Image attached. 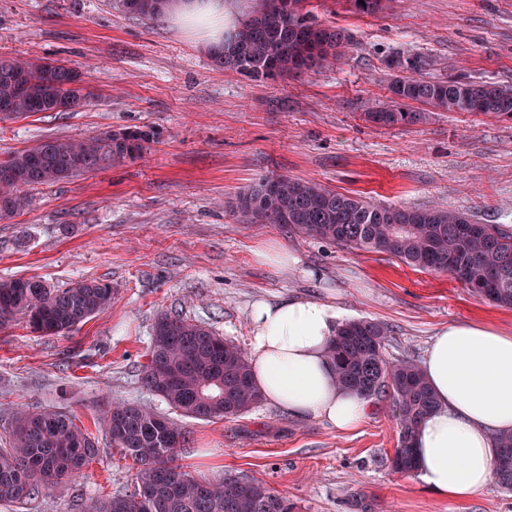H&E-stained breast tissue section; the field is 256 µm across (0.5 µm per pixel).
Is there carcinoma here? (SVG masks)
Segmentation results:
<instances>
[{
  "label": "carcinoma",
  "instance_id": "1",
  "mask_svg": "<svg viewBox=\"0 0 512 512\" xmlns=\"http://www.w3.org/2000/svg\"><path fill=\"white\" fill-rule=\"evenodd\" d=\"M305 0H262L237 29L224 36L213 62L251 80L282 78L328 65L352 45L341 28L318 23L303 12ZM359 14L384 9L386 0H348ZM167 0H115L122 10L155 17ZM429 63L418 54L390 62V104L366 113L383 126L421 119L411 104L448 112L512 115V90L492 83L423 76ZM67 100L86 105L89 93L79 73L58 62L20 63L0 59V120L56 112ZM161 133L135 128L85 140L51 138L0 158V220L27 204L25 189L73 177L116 159L134 160ZM237 212L250 223L284 224L306 236L361 250L387 253L419 269L448 273L463 287L499 307L512 308V233L495 224H477L463 212L375 205L362 197L320 184L278 177L274 192L260 180L239 196ZM112 303V285L79 280L51 288L40 280L0 281V326L21 317L42 336L72 330ZM387 329L368 319L343 323L331 344L336 381L369 400L389 398L398 420V444L390 461L396 471L414 466L413 443L421 420L437 404L419 367L392 361L385 353ZM144 387L184 417L236 418L261 400L248 358L209 328L179 316L163 315L151 336ZM101 420L121 453L137 463V488L130 494L97 499L86 512H291L288 498L264 483L231 474L221 482L187 473L175 465L184 443L182 428L137 404L116 403ZM493 478L512 491V433L496 438ZM99 449L91 434L61 411H20L0 448V502L26 504L80 474Z\"/></svg>",
  "mask_w": 512,
  "mask_h": 512
}]
</instances>
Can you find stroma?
<instances>
[{
  "mask_svg": "<svg viewBox=\"0 0 512 512\" xmlns=\"http://www.w3.org/2000/svg\"><path fill=\"white\" fill-rule=\"evenodd\" d=\"M304 10L346 29L351 48L333 67L259 81L213 65L189 27L119 11L112 0H0V58L67 62L92 94L75 112L1 121L0 157L48 137L162 133L140 158L31 190L25 209L0 220V281L57 288L100 279L114 291L111 306L59 336L22 319L0 328V445L15 410L56 409L99 448L78 478L21 507L0 503V512H83L90 499L133 491L136 467L113 448L100 412L125 401L168 414L141 383L161 315L245 349L254 303L322 297L343 320L382 323L387 356L416 363L445 324L512 332V308L448 274L280 224H243L233 212L259 178L287 175L375 204L444 207L512 227V115L428 107L407 126L365 119L386 100L398 53L429 58L433 76L512 87V0H387L371 15L346 0H306ZM270 240L298 255L294 272L257 261L255 249ZM181 423L184 470L262 481L292 512H348L345 497L356 490L377 512H512V492L493 482L456 502L402 480L390 465L398 425L386 399L348 434L263 401L237 418Z\"/></svg>",
  "mask_w": 512,
  "mask_h": 512,
  "instance_id": "1",
  "label": "stroma"
}]
</instances>
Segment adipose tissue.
Here are the masks:
<instances>
[{"label": "adipose tissue", "mask_w": 512, "mask_h": 512, "mask_svg": "<svg viewBox=\"0 0 512 512\" xmlns=\"http://www.w3.org/2000/svg\"><path fill=\"white\" fill-rule=\"evenodd\" d=\"M166 14L199 26L208 48L222 45L233 28L224 0H170ZM339 315L322 298L257 302L249 365L262 398L277 409L350 432L366 420L370 403L340 387L328 361ZM420 370L437 406L416 432L412 476L442 499L475 497L492 478L497 436L512 432V334L477 322L445 325Z\"/></svg>", "instance_id": "ef3b65f1"}]
</instances>
